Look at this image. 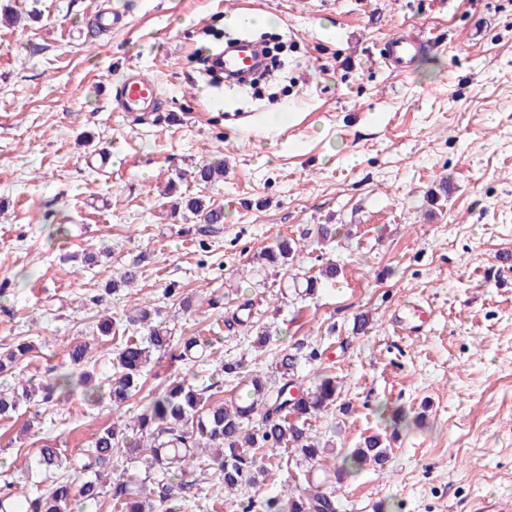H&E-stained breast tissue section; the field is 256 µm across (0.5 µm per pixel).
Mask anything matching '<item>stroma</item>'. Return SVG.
<instances>
[{
    "label": "stroma",
    "mask_w": 512,
    "mask_h": 512,
    "mask_svg": "<svg viewBox=\"0 0 512 512\" xmlns=\"http://www.w3.org/2000/svg\"><path fill=\"white\" fill-rule=\"evenodd\" d=\"M105 10L120 22L88 39L85 22ZM258 15L294 47L279 80L288 93L272 102L201 74L202 47L263 36ZM407 32L434 45L398 76L381 55ZM131 66L157 80L171 123L118 110ZM205 159L223 161V181H178ZM190 197L223 207V224L202 229ZM280 239L299 245L293 262L258 264ZM507 256L512 0H0V347L30 344L21 376L73 378L60 403L0 419V481H43L29 468L41 446L81 456L173 380L243 394L248 374L294 347L299 382L326 374L341 387L337 407L307 424L331 449L313 462L257 450L269 475L242 498L320 483L374 433L387 461L337 484L340 512H468L476 498L512 496ZM330 264L336 277L305 294V276ZM133 265L136 281L113 288ZM143 301L176 336L243 360L242 375L163 355L120 407L86 401L83 378L107 385L114 373L99 323ZM412 301L434 310L417 337L391 323ZM75 338L92 346L81 366L64 355ZM395 412L409 428H387Z\"/></svg>",
    "instance_id": "stroma-1"
}]
</instances>
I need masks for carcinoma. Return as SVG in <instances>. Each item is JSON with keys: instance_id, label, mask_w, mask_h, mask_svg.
Returning <instances> with one entry per match:
<instances>
[{"instance_id": "carcinoma-1", "label": "carcinoma", "mask_w": 512, "mask_h": 512, "mask_svg": "<svg viewBox=\"0 0 512 512\" xmlns=\"http://www.w3.org/2000/svg\"><path fill=\"white\" fill-rule=\"evenodd\" d=\"M190 178L197 185H210L224 179V164L204 162ZM188 210L208 224L224 223V210L204 204L199 197L187 202ZM298 248L282 239L262 255L269 266H285ZM154 308L142 304L127 317L128 325L141 324L147 333L123 336L115 347L118 375L113 378L109 396L120 406L141 388L143 372L156 353L164 354L173 340L171 329L153 322ZM179 358H197L204 345L193 336L182 338ZM30 350L24 343L0 353V373L18 364ZM282 383L270 386L264 376H250L253 397L245 402H212L210 391L218 385L174 382L151 393L141 413L121 427H105L95 433L90 448L81 458H68L59 448L45 445L35 456V466L53 480L45 488L20 492L10 482L0 485V512H69L75 502L99 508L109 503L111 512H181V506L196 497L197 479H186L191 467L199 474H217L224 492L231 494L265 480L268 470L257 466L255 450L292 447L301 457L315 461L325 449L309 440V419L336 405L338 385L333 377L322 375L302 388L295 383L299 357L286 350L277 358ZM71 379L60 374L48 383L19 379L10 391H0V418L8 417L25 403L49 404L68 393ZM257 425L251 427L252 419ZM384 439L371 435L359 447L346 453L334 473L353 475L369 464L385 460ZM120 456L130 467L109 469L112 458ZM79 470L88 478L75 484L65 472ZM263 512H338L336 489L320 483L305 492L265 499Z\"/></svg>"}]
</instances>
